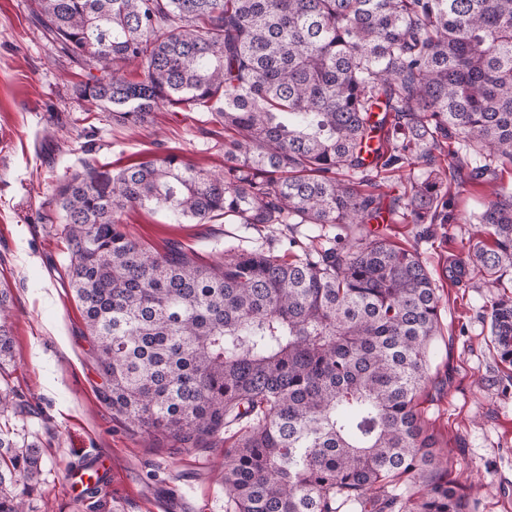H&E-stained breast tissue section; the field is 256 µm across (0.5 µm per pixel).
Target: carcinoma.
Wrapping results in <instances>:
<instances>
[{
	"mask_svg": "<svg viewBox=\"0 0 512 512\" xmlns=\"http://www.w3.org/2000/svg\"><path fill=\"white\" fill-rule=\"evenodd\" d=\"M88 69L81 95L125 123L212 112L224 171L169 153L112 176L90 162L55 189L70 286L112 410L225 452L233 512H469L472 487L421 410L441 296L415 247L359 226L451 224L464 183L512 165V0H34ZM467 171V181L461 180ZM175 224H311L288 249L227 245L208 264L133 237L128 208ZM468 265L505 288L512 190L478 215ZM334 236H323L326 227ZM0 287V363L12 358ZM512 366V296L490 305ZM10 464L23 512L40 473Z\"/></svg>",
	"mask_w": 512,
	"mask_h": 512,
	"instance_id": "carcinoma-1",
	"label": "carcinoma"
}]
</instances>
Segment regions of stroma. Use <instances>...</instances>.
Wrapping results in <instances>:
<instances>
[{
    "instance_id": "1",
    "label": "stroma",
    "mask_w": 512,
    "mask_h": 512,
    "mask_svg": "<svg viewBox=\"0 0 512 512\" xmlns=\"http://www.w3.org/2000/svg\"><path fill=\"white\" fill-rule=\"evenodd\" d=\"M33 0H0V283L11 293L13 359L0 375L13 390L0 430L18 447L39 448L42 472L25 512H229L221 470L235 440L227 431L200 448L145 433L104 398L97 349L69 287V250L55 188L90 161L103 172L181 154L212 172L224 168V127L208 112L161 108L149 124L114 120L79 94L87 76L32 21ZM491 185L466 187L455 223L417 238L413 224H366L363 232L416 245L442 295L441 334L429 349L430 428L452 462L450 474L473 487L471 512H512V369L501 365L490 334L498 291L485 279L457 277ZM131 232L160 249L170 239L209 261L224 245L255 249L306 237L311 225L262 232L217 219L174 224L165 210H127ZM105 458L96 494L71 492L75 462Z\"/></svg>"
}]
</instances>
